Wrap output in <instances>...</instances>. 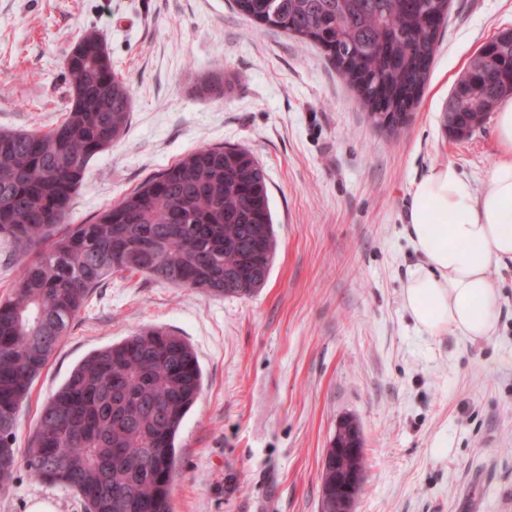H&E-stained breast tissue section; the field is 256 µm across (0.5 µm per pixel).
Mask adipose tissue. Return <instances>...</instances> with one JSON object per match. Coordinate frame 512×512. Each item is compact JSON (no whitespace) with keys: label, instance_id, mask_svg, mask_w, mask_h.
I'll return each instance as SVG.
<instances>
[{"label":"adipose tissue","instance_id":"adipose-tissue-1","mask_svg":"<svg viewBox=\"0 0 512 512\" xmlns=\"http://www.w3.org/2000/svg\"><path fill=\"white\" fill-rule=\"evenodd\" d=\"M504 152L477 192L454 164L433 167L411 190L407 233L419 262L404 284V307L421 331L467 339L496 331L493 263L512 260V100L498 108Z\"/></svg>","mask_w":512,"mask_h":512}]
</instances>
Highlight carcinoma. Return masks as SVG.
I'll list each match as a JSON object with an SVG mask.
<instances>
[{
  "mask_svg": "<svg viewBox=\"0 0 512 512\" xmlns=\"http://www.w3.org/2000/svg\"><path fill=\"white\" fill-rule=\"evenodd\" d=\"M262 28L322 49L372 122L409 112L428 79L449 0H234ZM65 119L0 130V240L19 256L0 300V489L24 460L32 476L78 494L84 512H172L175 441L203 376L187 342L145 329L95 350L41 408L23 456L14 448L34 380L114 274L150 276L244 298L266 283L277 249L267 176L234 146L200 148L83 224H68L88 161L126 132L132 96L102 39L79 37L65 61ZM224 96V74L200 85ZM512 97V35L483 45L446 105L448 133L469 136Z\"/></svg>",
  "mask_w": 512,
  "mask_h": 512,
  "instance_id": "1",
  "label": "carcinoma"
}]
</instances>
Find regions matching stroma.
I'll list each match as a JSON object with an SVG mask.
<instances>
[{
  "instance_id": "stroma-1",
  "label": "stroma",
  "mask_w": 512,
  "mask_h": 512,
  "mask_svg": "<svg viewBox=\"0 0 512 512\" xmlns=\"http://www.w3.org/2000/svg\"><path fill=\"white\" fill-rule=\"evenodd\" d=\"M512 30V0H451L408 123L375 128L317 48L259 27L233 0H0V129L64 116L63 61L100 34L133 108L73 197L80 224L189 153L224 144L263 165L278 252L264 288L204 295L149 276L95 288L20 412L27 448L41 407L89 353L146 327L185 339L202 391L180 428L173 512H320L321 472L342 418L359 425L355 512H512V261L493 264L497 331H420L402 289L418 263L410 191L453 163L477 191L500 159L494 118L446 130L471 58ZM223 71L222 98L198 92ZM83 512L80 497L19 467L0 512Z\"/></svg>"
}]
</instances>
